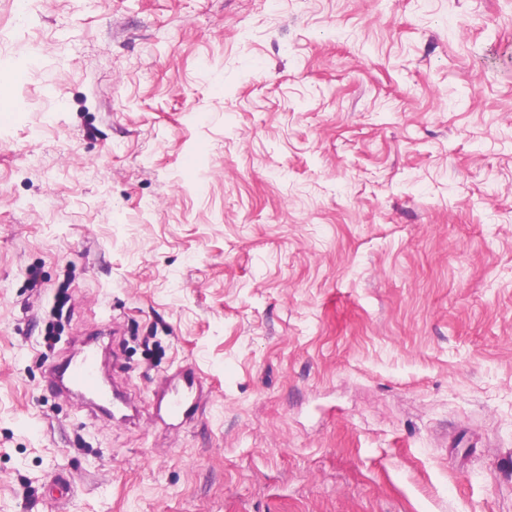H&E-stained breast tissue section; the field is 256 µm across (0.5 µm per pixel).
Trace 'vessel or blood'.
<instances>
[{"label": "vessel or blood", "instance_id": "obj_1", "mask_svg": "<svg viewBox=\"0 0 512 512\" xmlns=\"http://www.w3.org/2000/svg\"><path fill=\"white\" fill-rule=\"evenodd\" d=\"M57 389L91 400L103 407L109 400L101 388L98 360L90 343L80 349L53 371ZM203 381L193 365L181 366L155 391L156 417L164 425L176 427L194 418L201 408Z\"/></svg>", "mask_w": 512, "mask_h": 512}]
</instances>
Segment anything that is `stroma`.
Masks as SVG:
<instances>
[{
	"mask_svg": "<svg viewBox=\"0 0 512 512\" xmlns=\"http://www.w3.org/2000/svg\"><path fill=\"white\" fill-rule=\"evenodd\" d=\"M1 69L0 512H512V0H0ZM52 374L57 389L87 398L98 409L109 413V407L104 404L109 401L108 393L101 389L98 360L91 343L83 342L80 349ZM203 381L191 364L179 370L155 391L156 417L167 427L182 425L201 408Z\"/></svg>",
	"mask_w": 512,
	"mask_h": 512,
	"instance_id": "stroma-1",
	"label": "stroma"
}]
</instances>
